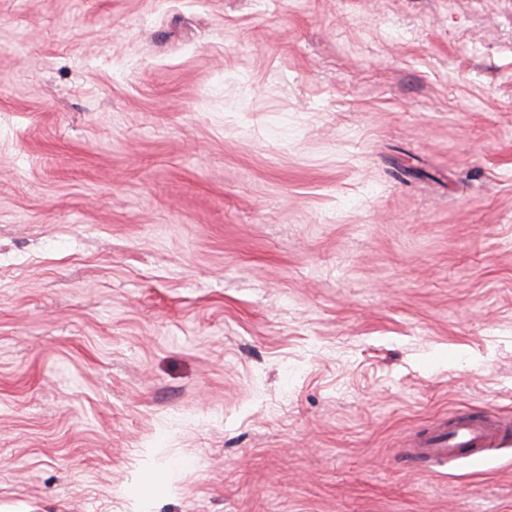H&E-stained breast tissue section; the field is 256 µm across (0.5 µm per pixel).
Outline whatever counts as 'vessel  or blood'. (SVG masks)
Listing matches in <instances>:
<instances>
[{"mask_svg": "<svg viewBox=\"0 0 512 512\" xmlns=\"http://www.w3.org/2000/svg\"><path fill=\"white\" fill-rule=\"evenodd\" d=\"M511 433L512 427L462 416L451 422L450 426L427 432L409 448L408 455L411 459L441 466L455 460L463 451H482L487 442L503 439Z\"/></svg>", "mask_w": 512, "mask_h": 512, "instance_id": "b4317fda", "label": "vessel or blood"}]
</instances>
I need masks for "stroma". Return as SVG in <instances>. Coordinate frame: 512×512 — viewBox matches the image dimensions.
Masks as SVG:
<instances>
[{
    "instance_id": "stroma-1",
    "label": "stroma",
    "mask_w": 512,
    "mask_h": 512,
    "mask_svg": "<svg viewBox=\"0 0 512 512\" xmlns=\"http://www.w3.org/2000/svg\"><path fill=\"white\" fill-rule=\"evenodd\" d=\"M512 0H0V512H512ZM510 426L484 419L461 416L450 426L427 432L412 448H407L412 460H426L442 466L455 460L463 451L480 452L487 442L502 440Z\"/></svg>"
}]
</instances>
